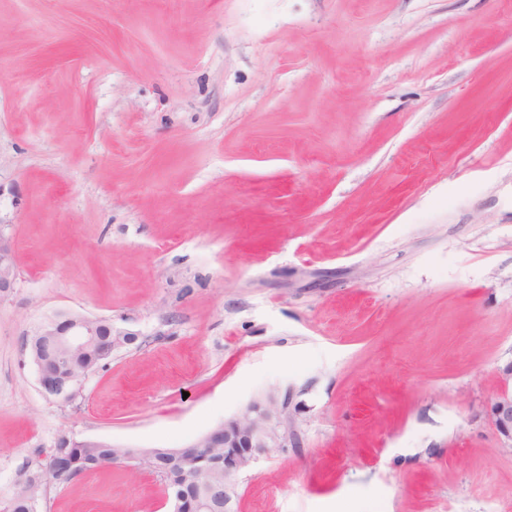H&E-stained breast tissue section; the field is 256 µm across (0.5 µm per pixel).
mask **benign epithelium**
I'll use <instances>...</instances> for the list:
<instances>
[{
	"label": "benign epithelium",
	"mask_w": 512,
	"mask_h": 512,
	"mask_svg": "<svg viewBox=\"0 0 512 512\" xmlns=\"http://www.w3.org/2000/svg\"><path fill=\"white\" fill-rule=\"evenodd\" d=\"M13 238L0 225V297L13 288L15 271ZM112 337L110 352L134 344L137 334L112 327L110 321L78 312H61L42 322L33 332L30 352L36 366L40 389L56 397L73 398L83 378L66 372L64 352L74 348L99 345ZM496 425L512 437V393L503 392L496 404ZM224 443V488H229L243 469L257 460V448L288 447L287 405L278 404L275 397L253 401L241 417L214 427L202 437L172 453L195 457L204 454L212 445ZM173 512H200L205 505L189 498L184 490L168 494Z\"/></svg>",
	"instance_id": "benign-epithelium-1"
}]
</instances>
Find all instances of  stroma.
I'll use <instances>...</instances> for the list:
<instances>
[{
    "label": "stroma",
    "mask_w": 512,
    "mask_h": 512,
    "mask_svg": "<svg viewBox=\"0 0 512 512\" xmlns=\"http://www.w3.org/2000/svg\"><path fill=\"white\" fill-rule=\"evenodd\" d=\"M0 224V499L272 395L233 512H512V0H0ZM69 310L138 340L55 401ZM41 512L172 506L123 464ZM3 226L5 224L0 225V297L13 288L15 279L14 242L13 238L4 232ZM31 336L30 352L36 366L39 387L63 400L73 398L86 378L73 377L66 372L67 360L63 355L65 351L100 345L108 340V337L102 336H112L109 359L112 353L134 344L137 340L136 333L115 329L107 319L78 312H61L48 318ZM45 353L55 358L54 368H43L41 356ZM496 425L512 438V391H504L496 404ZM82 447L78 441L71 439L65 435L58 438L55 448H52L51 455H61L67 461L69 459L79 461L78 468H71V477L80 472L99 471L112 467V455L114 454V447L108 446L100 448L105 445L104 442L95 440H83Z\"/></svg>",
    "instance_id": "1"
}]
</instances>
